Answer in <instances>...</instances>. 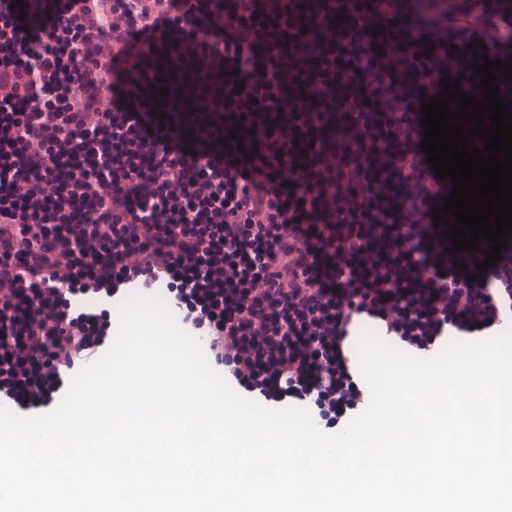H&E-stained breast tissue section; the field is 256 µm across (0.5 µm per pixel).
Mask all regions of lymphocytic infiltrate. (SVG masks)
Masks as SVG:
<instances>
[{
	"mask_svg": "<svg viewBox=\"0 0 512 512\" xmlns=\"http://www.w3.org/2000/svg\"><path fill=\"white\" fill-rule=\"evenodd\" d=\"M0 0V402L50 407L112 344L114 301L166 288L240 391L324 431L368 404L372 321L426 354L512 313V268L453 252L408 96L469 71L410 4L296 30L249 0ZM149 53L135 46L156 31ZM211 68L199 77L195 58Z\"/></svg>",
	"mask_w": 512,
	"mask_h": 512,
	"instance_id": "obj_1",
	"label": "lymphocytic infiltrate"
}]
</instances>
